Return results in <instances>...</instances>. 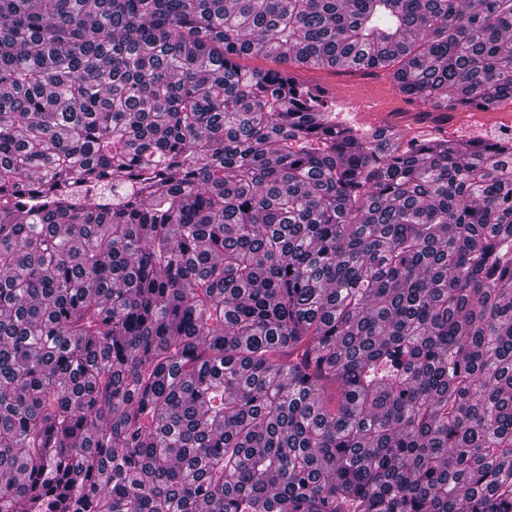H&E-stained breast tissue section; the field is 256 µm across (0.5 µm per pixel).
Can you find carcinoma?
I'll return each instance as SVG.
<instances>
[{"instance_id":"cac0c4a2","label":"carcinoma","mask_w":512,"mask_h":512,"mask_svg":"<svg viewBox=\"0 0 512 512\" xmlns=\"http://www.w3.org/2000/svg\"><path fill=\"white\" fill-rule=\"evenodd\" d=\"M303 67L493 109L512 0H0V512H512V138ZM300 76L311 84L328 88L339 117L364 130L394 128L414 133L436 131L434 127L437 125L429 121L426 128L417 132L406 126L418 125V117H423L422 109L407 104L382 73L310 67L302 70ZM406 113L408 115L403 116Z\"/></svg>"}]
</instances>
